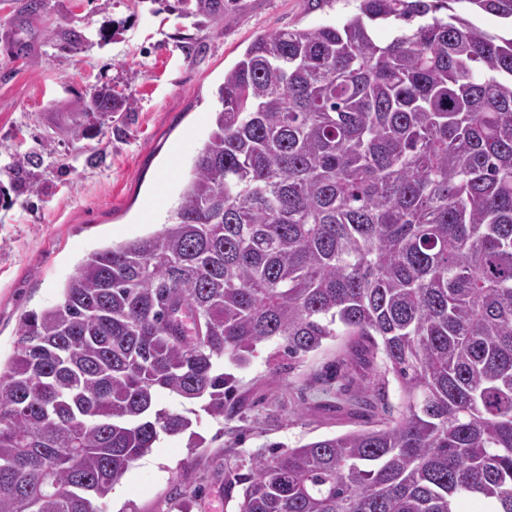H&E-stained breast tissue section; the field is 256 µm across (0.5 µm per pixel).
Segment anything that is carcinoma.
<instances>
[{
  "label": "carcinoma",
  "instance_id": "1",
  "mask_svg": "<svg viewBox=\"0 0 512 512\" xmlns=\"http://www.w3.org/2000/svg\"><path fill=\"white\" fill-rule=\"evenodd\" d=\"M256 37L158 232L89 253L0 365V512H108L160 436L234 412L276 338L343 334L398 382L375 425L237 470V512H512V0H358ZM377 22L414 23L387 44ZM96 88L87 113L128 112Z\"/></svg>",
  "mask_w": 512,
  "mask_h": 512
}]
</instances>
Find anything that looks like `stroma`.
I'll use <instances>...</instances> for the list:
<instances>
[{
  "mask_svg": "<svg viewBox=\"0 0 512 512\" xmlns=\"http://www.w3.org/2000/svg\"><path fill=\"white\" fill-rule=\"evenodd\" d=\"M0 0V360L21 316L59 303L78 262L110 243L159 231L193 157L212 131L224 71L258 35L340 25L357 0ZM109 84L132 109L84 115ZM84 127L76 135V127ZM32 158L17 171L16 159ZM235 378L237 410L213 418L199 402L161 398L191 416L205 444L164 436L135 461L109 512H236L230 473L266 445L296 447L371 425L345 402V380L378 376L338 336L300 358L280 340L259 346Z\"/></svg>",
  "mask_w": 512,
  "mask_h": 512,
  "instance_id": "stroma-1",
  "label": "stroma"
}]
</instances>
